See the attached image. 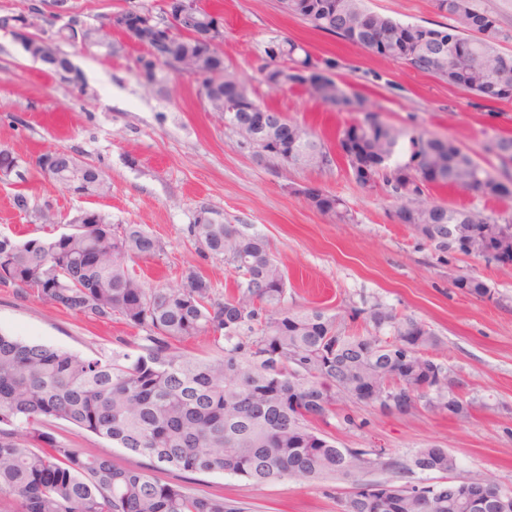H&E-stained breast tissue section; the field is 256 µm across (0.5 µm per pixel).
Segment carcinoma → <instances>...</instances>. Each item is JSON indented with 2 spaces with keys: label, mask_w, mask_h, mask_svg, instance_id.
Wrapping results in <instances>:
<instances>
[{
  "label": "carcinoma",
  "mask_w": 512,
  "mask_h": 512,
  "mask_svg": "<svg viewBox=\"0 0 512 512\" xmlns=\"http://www.w3.org/2000/svg\"><path fill=\"white\" fill-rule=\"evenodd\" d=\"M279 0V10L312 29L379 56L374 42L392 48L388 59L429 74L486 102L512 100V54L499 50L506 38L495 13L474 0H435L450 23L428 27L401 22L370 9L366 0ZM145 21L131 42L141 46L136 68L150 81L172 61L193 67L198 95L224 119V127L259 126L260 147L270 158L310 157L305 167L334 164L331 146L314 131L254 98L237 112H222L224 89L242 83L224 64V80L209 76L210 48L180 31L157 40L156 25L169 20L175 4L161 14L142 8ZM36 0L24 11L0 14V23L42 18ZM440 36L451 44L442 62L402 49L418 35ZM71 59L61 44H34L33 56ZM338 70L333 57H316L302 44L274 36L264 47L258 71L273 97L293 87L331 112L360 118L339 137L340 158L363 189L381 187L401 218L440 259L463 254L500 265L512 263V213L497 217L477 208H451L430 193L458 188L485 200L512 198L511 185L491 175L454 140L409 132L380 118L370 98L350 90L322 68ZM71 153L57 149L38 157L44 175L71 195L98 197L112 185L100 168L75 169ZM307 203L323 215L350 219L344 201L315 188ZM12 206L25 218L38 208L19 191ZM99 224H73L53 239L17 240L0 235V288L33 294L43 304L96 323L121 319L146 332L135 352L85 357L46 344L0 333V512H247L236 501L195 493L180 483H161L145 471L120 468L106 455L87 456L59 442L47 422L62 421L146 457L157 469L223 473L256 486L298 476H352L372 467L405 469L383 452L340 448L319 427L345 401L387 414H406L417 403L450 419L467 421L475 401L462 395L451 368L428 356L440 339L427 323L399 315L374 300L343 317L323 308L288 307V278L265 236L249 224H226L224 213L201 209L189 236L207 254L221 257L235 273L233 287L216 294L212 282L188 268L177 287L147 288L129 272L128 262L154 256L160 241L139 224H115L100 212ZM93 252L111 254L89 261ZM454 287L485 300L493 296L477 277L459 276ZM362 321L359 332L345 319ZM207 335L212 357L183 355L175 343ZM413 466L442 478L456 468L439 446L418 449ZM341 512H466L445 484L377 482L341 499Z\"/></svg>",
  "instance_id": "carcinoma-1"
}]
</instances>
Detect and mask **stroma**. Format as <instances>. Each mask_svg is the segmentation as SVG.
Wrapping results in <instances>:
<instances>
[{
    "mask_svg": "<svg viewBox=\"0 0 512 512\" xmlns=\"http://www.w3.org/2000/svg\"><path fill=\"white\" fill-rule=\"evenodd\" d=\"M224 19V57L247 79L252 97L266 88L257 70L267 41L288 35L317 56L340 61V80L367 93L386 121L410 131L455 139L491 173L500 163L484 149L485 131L512 132V103L478 102L472 95L405 65L368 55L359 47L284 16L278 0H204ZM378 12L423 25L446 23L433 0H368ZM88 85L77 98L41 64L25 56L11 35L0 34V146L26 162L22 183L0 182V234L52 238L66 232L20 217L11 207L17 191L32 204L50 203L58 213L79 209L111 213L113 222L139 224L161 243L151 258L129 269L147 286H178L183 271L195 268L217 291L233 283L223 259L204 256L186 228L204 207L223 211L228 224H250L269 241L288 274V305L320 306L345 312L378 299L398 314L422 320L441 338L434 356L450 365L467 398L478 409L461 422L420 408L385 414L362 404L345 406L331 421L339 447L383 450L405 465L417 449L438 445L456 457V479L489 477L512 489V266L477 257L442 262L415 234L390 217L393 202L382 189L358 186L344 163L318 171L256 161L196 94L193 77L169 74L146 84L136 71L139 46L123 42L114 55L64 47ZM272 107L294 122L314 128L328 143L354 123L349 112H328L292 88ZM67 149L100 166L112 191L77 198L48 180L39 154ZM308 186L342 198L353 219L341 223L293 194ZM473 275L493 291L479 300L454 288V277ZM0 332L73 351L111 355L120 344L139 342L138 329L121 320L103 324L44 305L32 294L0 288ZM57 438L88 455H109L123 468H149L153 478L182 483L208 496L244 503L249 512H340L339 501L355 484L421 481L419 472L368 469L350 477L319 481L287 478L258 487L223 474L153 469L148 459L56 421Z\"/></svg>",
    "mask_w": 512,
    "mask_h": 512,
    "instance_id": "obj_1",
    "label": "stroma"
}]
</instances>
